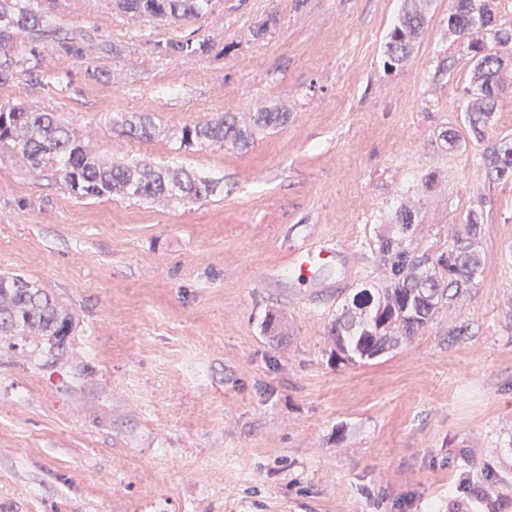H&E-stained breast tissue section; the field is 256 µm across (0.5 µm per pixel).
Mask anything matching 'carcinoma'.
I'll list each match as a JSON object with an SVG mask.
<instances>
[{
	"label": "carcinoma",
	"mask_w": 512,
	"mask_h": 512,
	"mask_svg": "<svg viewBox=\"0 0 512 512\" xmlns=\"http://www.w3.org/2000/svg\"><path fill=\"white\" fill-rule=\"evenodd\" d=\"M210 0H115L119 11L144 18L196 20ZM427 0H405L397 24L388 33L384 65L405 64L426 25ZM495 0H452L448 30L453 32L473 64L474 89L465 123L481 147L478 164L496 181H512V137L491 138L497 100L505 89L507 59L512 51V26L497 23ZM486 27V36L478 29ZM16 29L50 33L47 16L31 0H0V43ZM288 121L286 112H257L255 125L276 128ZM126 133L135 139L154 136L155 126L145 115L132 114ZM182 140L230 143L240 148L253 140L252 131L224 113L183 129ZM0 145L10 149L22 165L38 168L52 163L64 184L85 196L112 193L138 199L200 200L213 193L212 180L182 168L155 167L149 163L99 161L81 140L52 112L22 105L0 106ZM398 232L381 236L372 249L374 262L385 272L386 286L363 288L345 301L329 336L334 349L350 362L370 360L417 335L443 309L455 308L470 296L481 275L478 255L479 215L471 212L462 229L448 237L438 254L415 253L409 238L415 214L402 206L395 213ZM32 329L60 346L73 328L71 314L58 307L28 281L0 275V332Z\"/></svg>",
	"instance_id": "1"
}]
</instances>
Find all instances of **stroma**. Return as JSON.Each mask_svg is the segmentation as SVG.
Instances as JSON below:
<instances>
[{"label": "stroma", "instance_id": "35a3bbf8", "mask_svg": "<svg viewBox=\"0 0 512 512\" xmlns=\"http://www.w3.org/2000/svg\"><path fill=\"white\" fill-rule=\"evenodd\" d=\"M56 35H18L0 105L56 113L104 159L185 168L205 199L87 197L0 154V274L72 313L63 346L0 335V512H512V181L462 129L472 65L431 0L408 63L383 66L403 0H211L199 19L113 0H38ZM266 34L254 37L262 22ZM207 43L191 55L173 41ZM287 113L278 128L255 125ZM149 114L154 137L120 131ZM247 148L184 147L220 113ZM437 253L481 216L482 281L365 364L336 356L345 297L396 206ZM337 244L316 282L285 254ZM279 314L286 341L266 335ZM467 325L454 339L449 323ZM489 480H468L472 463Z\"/></svg>", "mask_w": 512, "mask_h": 512}]
</instances>
